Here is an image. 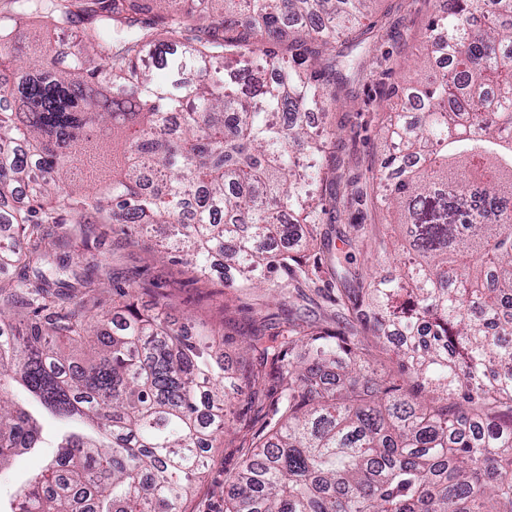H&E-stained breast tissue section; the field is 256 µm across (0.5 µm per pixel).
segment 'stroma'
<instances>
[{"instance_id":"stroma-1","label":"stroma","mask_w":512,"mask_h":512,"mask_svg":"<svg viewBox=\"0 0 512 512\" xmlns=\"http://www.w3.org/2000/svg\"><path fill=\"white\" fill-rule=\"evenodd\" d=\"M438 0H375L364 25L365 34L341 39L336 45L339 66L330 78L336 87V108L329 114L336 128L332 161L336 182L324 190L329 203L323 224L317 225L309 261L341 255L361 276L389 277L397 267L376 255L359 233L360 227L390 233L384 211L375 202L373 179L384 137L386 118L395 107L414 62L423 58L425 26ZM65 252L71 272L92 274L102 308L112 306L119 290L135 295L138 307L165 306L173 317L189 316L220 330L226 366L239 371L245 362H258L272 335L293 321L309 328L348 332L336 317L338 289L326 280L272 295L261 289L230 287L221 270L211 277L158 254L153 243L107 235L102 240L72 241ZM235 417L221 443L210 450V463L196 480L179 512H224L225 473L234 471L245 438L264 427L266 414L247 408V393L239 391L232 408ZM42 447L16 453L0 470V512H8L16 491L45 468L57 436L66 422L41 416Z\"/></svg>"}]
</instances>
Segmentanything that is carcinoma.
I'll return each mask as SVG.
<instances>
[{
  "label": "carcinoma",
  "mask_w": 512,
  "mask_h": 512,
  "mask_svg": "<svg viewBox=\"0 0 512 512\" xmlns=\"http://www.w3.org/2000/svg\"><path fill=\"white\" fill-rule=\"evenodd\" d=\"M192 2L17 0L47 33L39 53L0 19V271L46 261L64 215L84 239L106 212L126 236L165 227L161 252L201 277L219 257L236 288L309 279L336 176L309 115L336 101L329 58L374 0H222L206 25ZM425 43L375 177L400 273L353 275L351 337L290 324L266 347L277 420L224 512H512V0H446ZM1 300L38 322L16 333L0 306V467L42 443L16 384L90 426L10 512H176L231 414L216 331L128 302L64 307L45 279L1 280ZM422 324L437 345L415 344ZM365 333L403 337L399 370L439 397L369 375Z\"/></svg>",
  "instance_id": "carcinoma-1"
}]
</instances>
